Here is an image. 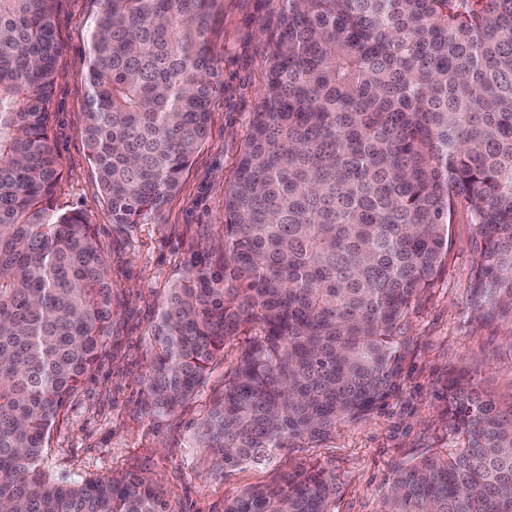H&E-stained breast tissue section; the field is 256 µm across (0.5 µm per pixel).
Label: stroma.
<instances>
[{"instance_id": "1", "label": "stroma", "mask_w": 512, "mask_h": 512, "mask_svg": "<svg viewBox=\"0 0 512 512\" xmlns=\"http://www.w3.org/2000/svg\"><path fill=\"white\" fill-rule=\"evenodd\" d=\"M281 0H218L206 20L216 85L207 135L178 192L135 224H116L88 163L82 127L89 38L100 0H57L60 78L52 104L51 145L60 180L59 212H83L92 224L114 288L112 330L95 368L61 411L43 467L74 482L134 472L156 481L171 512H224L246 489L301 466L336 477L332 512H382L395 466L463 448L448 430V383L464 380L501 405L512 404V308L479 309L475 286L481 240L464 212L448 227L439 275L408 316L412 344L396 392L365 419L337 425L329 438L275 451L270 463L227 473L212 466L193 435L224 386L245 335L228 340L200 391L175 412L147 406L152 331L170 288L192 264L220 270L224 195L233 178L266 82Z\"/></svg>"}]
</instances>
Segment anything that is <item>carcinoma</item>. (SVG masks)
Here are the masks:
<instances>
[{"label":"carcinoma","instance_id":"1","mask_svg":"<svg viewBox=\"0 0 512 512\" xmlns=\"http://www.w3.org/2000/svg\"><path fill=\"white\" fill-rule=\"evenodd\" d=\"M56 0H0V512H170L150 479L63 483L50 432L112 326L92 225L53 200ZM216 0H102L83 129L114 224L178 190L207 134ZM258 112L224 195V274L170 289L150 409L193 397L248 337L197 426L226 471L329 437L397 390L458 208L482 240L485 302L512 305V0H282ZM446 457L395 468L384 512H512V405L448 384ZM334 475L299 467L224 512H330Z\"/></svg>","mask_w":512,"mask_h":512}]
</instances>
